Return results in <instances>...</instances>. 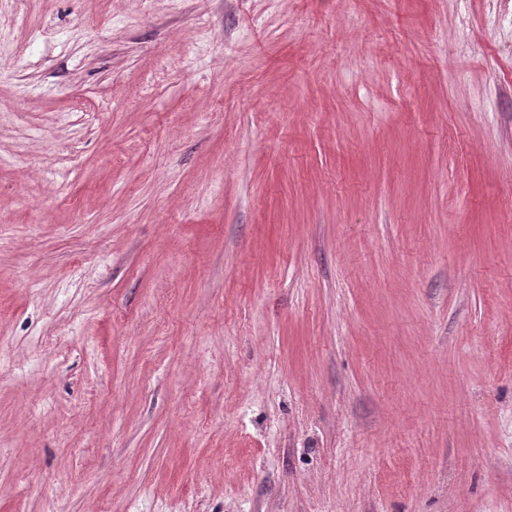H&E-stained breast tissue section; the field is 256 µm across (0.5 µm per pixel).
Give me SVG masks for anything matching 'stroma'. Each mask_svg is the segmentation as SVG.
Segmentation results:
<instances>
[{"label": "stroma", "instance_id": "stroma-1", "mask_svg": "<svg viewBox=\"0 0 512 512\" xmlns=\"http://www.w3.org/2000/svg\"><path fill=\"white\" fill-rule=\"evenodd\" d=\"M0 512H512V0H0Z\"/></svg>", "mask_w": 512, "mask_h": 512}]
</instances>
